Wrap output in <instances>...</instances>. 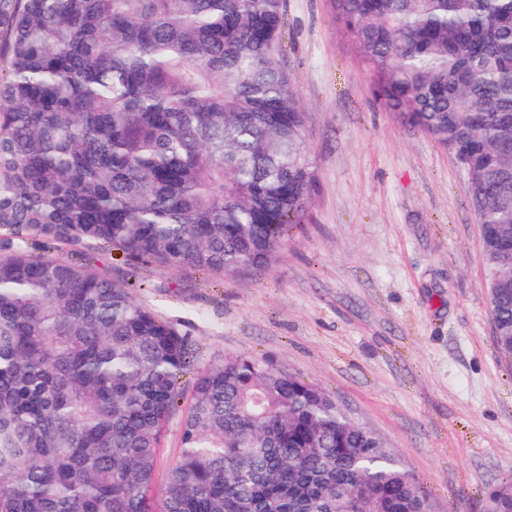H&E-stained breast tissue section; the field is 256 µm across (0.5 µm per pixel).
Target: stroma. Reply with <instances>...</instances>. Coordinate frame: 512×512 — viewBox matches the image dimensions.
Listing matches in <instances>:
<instances>
[{
	"mask_svg": "<svg viewBox=\"0 0 512 512\" xmlns=\"http://www.w3.org/2000/svg\"><path fill=\"white\" fill-rule=\"evenodd\" d=\"M280 63L306 113L316 187L277 261L215 279L102 252L196 349V371L251 356L323 386L428 493L482 512L512 480V368L499 358L482 241L454 155L371 94L335 0H284Z\"/></svg>",
	"mask_w": 512,
	"mask_h": 512,
	"instance_id": "35a3bbf8",
	"label": "stroma"
}]
</instances>
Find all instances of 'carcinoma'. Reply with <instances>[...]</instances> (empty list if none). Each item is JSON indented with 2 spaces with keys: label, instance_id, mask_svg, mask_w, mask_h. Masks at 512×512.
<instances>
[{
  "label": "carcinoma",
  "instance_id": "cac0c4a2",
  "mask_svg": "<svg viewBox=\"0 0 512 512\" xmlns=\"http://www.w3.org/2000/svg\"><path fill=\"white\" fill-rule=\"evenodd\" d=\"M336 11L376 100L454 154L500 229L483 263L512 365V0ZM284 27L283 0H0V512H429L374 434L265 360L210 365L181 405L191 345L91 268L279 257L316 183ZM485 501L512 512V481ZM181 413L168 422L159 450V465L155 474V485L159 489L165 480L168 469L177 460L181 449Z\"/></svg>",
  "mask_w": 512,
  "mask_h": 512
}]
</instances>
